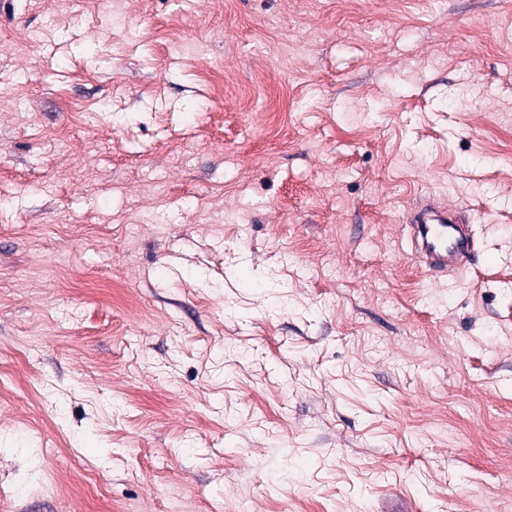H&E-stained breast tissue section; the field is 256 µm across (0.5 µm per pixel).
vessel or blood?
Here are the masks:
<instances>
[{
	"label": "vessel or blood",
	"mask_w": 512,
	"mask_h": 512,
	"mask_svg": "<svg viewBox=\"0 0 512 512\" xmlns=\"http://www.w3.org/2000/svg\"><path fill=\"white\" fill-rule=\"evenodd\" d=\"M407 228L414 256L439 274H460L477 262L471 225L458 208L421 204L407 214Z\"/></svg>",
	"instance_id": "obj_1"
}]
</instances>
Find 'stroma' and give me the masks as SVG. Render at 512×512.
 Here are the masks:
<instances>
[{
    "label": "stroma",
    "mask_w": 512,
    "mask_h": 512,
    "mask_svg": "<svg viewBox=\"0 0 512 512\" xmlns=\"http://www.w3.org/2000/svg\"><path fill=\"white\" fill-rule=\"evenodd\" d=\"M0 383V512H512V0H0ZM458 208L420 204L406 218L412 253L434 273L460 274L477 262L470 224H462Z\"/></svg>",
    "instance_id": "obj_1"
}]
</instances>
